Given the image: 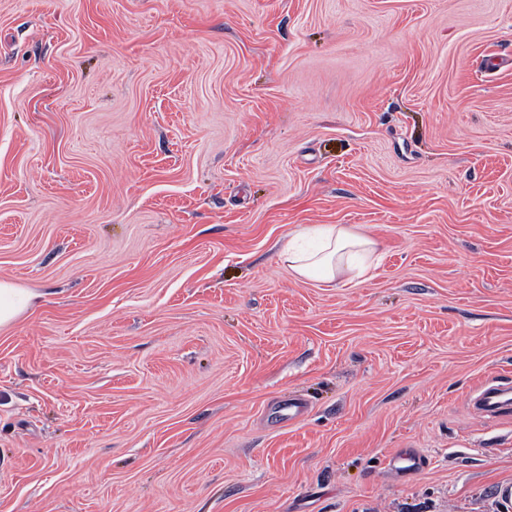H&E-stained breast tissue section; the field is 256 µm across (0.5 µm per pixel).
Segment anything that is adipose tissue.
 Segmentation results:
<instances>
[{
    "mask_svg": "<svg viewBox=\"0 0 512 512\" xmlns=\"http://www.w3.org/2000/svg\"><path fill=\"white\" fill-rule=\"evenodd\" d=\"M315 247L303 245V232L290 234L280 247L279 259L296 276L320 282L354 281L363 277L378 243L371 236L339 225L313 227Z\"/></svg>",
    "mask_w": 512,
    "mask_h": 512,
    "instance_id": "adipose-tissue-1",
    "label": "adipose tissue"
}]
</instances>
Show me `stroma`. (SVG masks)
Segmentation results:
<instances>
[{"label":"stroma","mask_w":512,"mask_h":512,"mask_svg":"<svg viewBox=\"0 0 512 512\" xmlns=\"http://www.w3.org/2000/svg\"><path fill=\"white\" fill-rule=\"evenodd\" d=\"M0 279V512H512V0H0ZM306 233L317 238L315 247L301 243ZM288 236L280 247V261L300 278L326 283L363 277L379 246L371 236L339 224H318ZM33 297L29 289L0 279V329L12 326L25 316L32 306Z\"/></svg>","instance_id":"35a3bbf8"}]
</instances>
